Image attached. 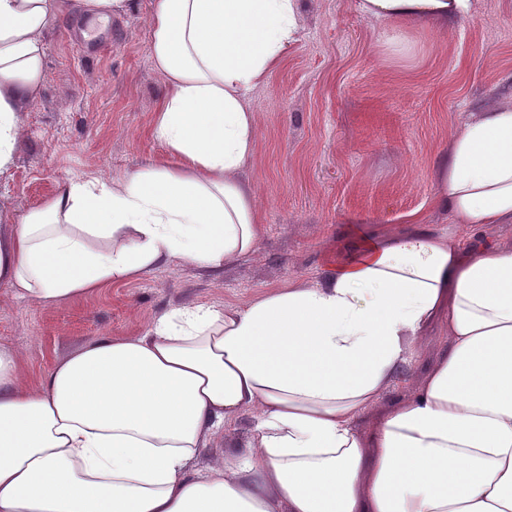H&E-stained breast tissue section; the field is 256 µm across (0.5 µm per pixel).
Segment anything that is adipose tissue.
<instances>
[{
	"label": "adipose tissue",
	"instance_id": "ef3b65f1",
	"mask_svg": "<svg viewBox=\"0 0 512 512\" xmlns=\"http://www.w3.org/2000/svg\"><path fill=\"white\" fill-rule=\"evenodd\" d=\"M405 27L468 17L471 0H357ZM59 0H0V170L36 101ZM299 0H152L166 157L75 176L0 230V285L55 304L163 263L212 273L262 227L236 174L257 140L249 94L297 36ZM476 233L512 224V106L462 127L434 175ZM441 328L448 350L405 399L393 381ZM0 345V512H512V246L398 229L313 284L242 306L184 305L144 335L100 337L37 387ZM257 418L247 453L198 460L224 422ZM374 415L371 432L358 420Z\"/></svg>",
	"mask_w": 512,
	"mask_h": 512
}]
</instances>
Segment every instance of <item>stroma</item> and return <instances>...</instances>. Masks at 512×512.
<instances>
[{"label": "stroma", "instance_id": "35a3bbf8", "mask_svg": "<svg viewBox=\"0 0 512 512\" xmlns=\"http://www.w3.org/2000/svg\"><path fill=\"white\" fill-rule=\"evenodd\" d=\"M150 0L123 16L62 0L43 36V81L20 112L12 163L0 172V220L41 208L76 175L104 179L163 153L153 136L165 92L149 53ZM388 27L355 0H300L297 39L252 95L257 143L239 176L255 193L262 226L255 254L213 279L171 263L56 305L15 299L0 287V344L22 354L20 377L36 385L57 360L103 336L145 334L168 309L240 306L294 282L314 283L366 236L420 219L429 236L468 240L434 203L433 173L453 135L491 106H512V0H473L444 29L405 31L404 54L387 50ZM424 356L386 392L410 394L447 346L424 337ZM248 411L225 422L200 464L245 451Z\"/></svg>", "mask_w": 512, "mask_h": 512}]
</instances>
